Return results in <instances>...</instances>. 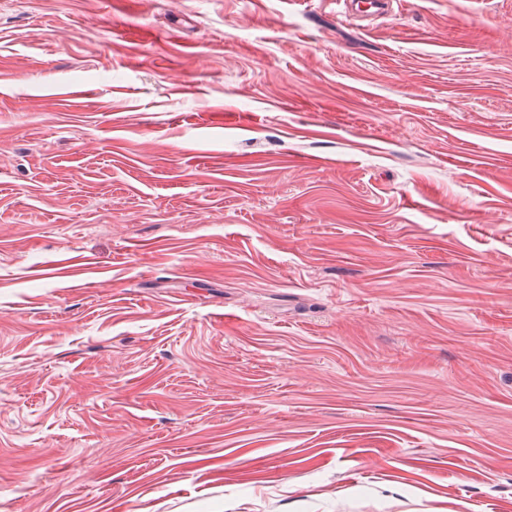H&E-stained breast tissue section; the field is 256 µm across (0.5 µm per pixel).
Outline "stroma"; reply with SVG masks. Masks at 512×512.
<instances>
[{
  "mask_svg": "<svg viewBox=\"0 0 512 512\" xmlns=\"http://www.w3.org/2000/svg\"><path fill=\"white\" fill-rule=\"evenodd\" d=\"M0 512H512V0H0Z\"/></svg>",
  "mask_w": 512,
  "mask_h": 512,
  "instance_id": "1",
  "label": "stroma"
}]
</instances>
